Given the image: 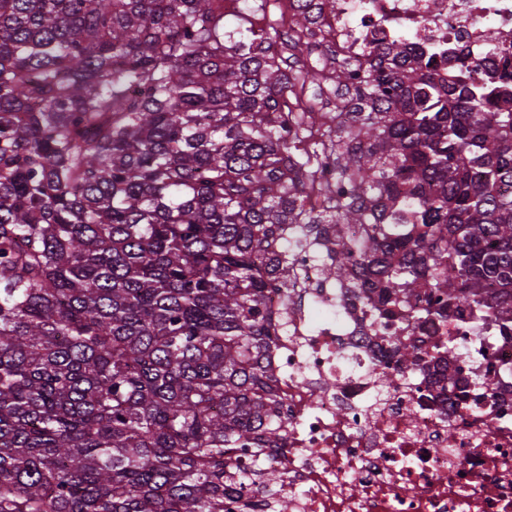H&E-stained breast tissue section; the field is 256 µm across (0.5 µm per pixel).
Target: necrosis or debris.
Returning <instances> with one entry per match:
<instances>
[{
	"label": "necrosis or debris",
	"instance_id": "obj_1",
	"mask_svg": "<svg viewBox=\"0 0 512 512\" xmlns=\"http://www.w3.org/2000/svg\"><path fill=\"white\" fill-rule=\"evenodd\" d=\"M320 28L337 59L399 42L447 76L465 60L482 83L495 50L512 44V0H336ZM320 262L297 253L287 288L265 291L287 445L237 451L233 465L279 468L285 512H512V338L477 310L433 325L456 355L444 383L389 343L416 302L386 325L320 281Z\"/></svg>",
	"mask_w": 512,
	"mask_h": 512
}]
</instances>
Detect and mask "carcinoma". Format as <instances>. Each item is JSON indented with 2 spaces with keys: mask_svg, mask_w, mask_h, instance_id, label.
Instances as JSON below:
<instances>
[{
  "mask_svg": "<svg viewBox=\"0 0 512 512\" xmlns=\"http://www.w3.org/2000/svg\"><path fill=\"white\" fill-rule=\"evenodd\" d=\"M329 0H301L291 49ZM497 83L383 45L333 71L327 155L282 112L326 80L220 0H0V512H224L225 482L278 506L280 474L226 468L284 448L267 288L278 240L413 333L467 308L512 336V49ZM369 224L360 245L345 235Z\"/></svg>",
  "mask_w": 512,
  "mask_h": 512,
  "instance_id": "carcinoma-1",
  "label": "carcinoma"
}]
</instances>
